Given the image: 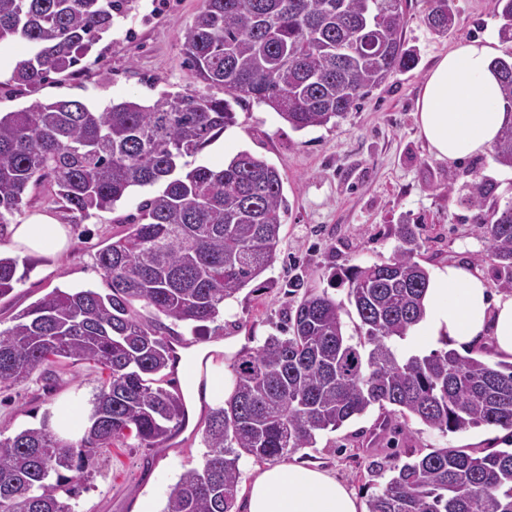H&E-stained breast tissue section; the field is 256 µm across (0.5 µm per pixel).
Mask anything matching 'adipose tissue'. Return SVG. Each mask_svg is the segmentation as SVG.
Returning a JSON list of instances; mask_svg holds the SVG:
<instances>
[{
  "label": "adipose tissue",
  "instance_id": "adipose-tissue-1",
  "mask_svg": "<svg viewBox=\"0 0 512 512\" xmlns=\"http://www.w3.org/2000/svg\"><path fill=\"white\" fill-rule=\"evenodd\" d=\"M491 48L480 40L444 55L428 74L418 100V125L438 158L451 162L490 157L506 120ZM21 256L62 253L67 231L46 214L0 231ZM425 316L427 337L472 347L491 338L496 357L512 359V295L492 297L479 271L451 264L429 279ZM244 512H364L354 492L323 471L282 461L256 470Z\"/></svg>",
  "mask_w": 512,
  "mask_h": 512
}]
</instances>
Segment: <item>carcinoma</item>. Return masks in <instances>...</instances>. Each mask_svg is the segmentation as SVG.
Instances as JSON below:
<instances>
[{
    "label": "carcinoma",
    "instance_id": "carcinoma-1",
    "mask_svg": "<svg viewBox=\"0 0 512 512\" xmlns=\"http://www.w3.org/2000/svg\"><path fill=\"white\" fill-rule=\"evenodd\" d=\"M403 2L202 0L182 52L197 82L224 88V97L165 93L104 112L75 99H35L0 114V228L47 179L49 202L80 218L112 208L132 187L161 186L98 253L109 293L56 288L0 331V384L67 360L108 371L79 440L46 421L0 438V512H75L71 500L90 482L98 452L131 434L140 447H158L183 429L185 398L164 387L171 337L160 317L213 322L270 269L285 197L278 170L249 152L219 170L185 171L181 159L234 122L235 104L264 103L295 130L324 126L395 73L413 70ZM429 2L423 22L444 36L456 21L453 0ZM496 5L500 36L512 42V0ZM135 7L136 0H0V42L34 47L13 82L35 88L74 67ZM495 64L508 121L492 154L512 167V59ZM471 188L467 203L481 212L486 258L511 289L512 203L500 206L478 171ZM395 235L392 258L338 273L359 319L358 341L345 334L343 303L309 288L280 335L232 357L233 388L208 415L203 463L171 487L163 512H232L242 457L286 459L375 405L442 434L512 429V363L400 349L424 318L429 271L416 260L412 225H397ZM16 270V258L0 255V298L13 290ZM371 472L391 476L368 512H512V450L409 451L404 461L373 462Z\"/></svg>",
    "mask_w": 512,
    "mask_h": 512
}]
</instances>
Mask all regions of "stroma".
Returning <instances> with one entry per match:
<instances>
[{
	"instance_id": "1",
	"label": "stroma",
	"mask_w": 512,
	"mask_h": 512,
	"mask_svg": "<svg viewBox=\"0 0 512 512\" xmlns=\"http://www.w3.org/2000/svg\"><path fill=\"white\" fill-rule=\"evenodd\" d=\"M200 6L201 0H138L137 9L115 20L75 70L51 74L33 92L12 80L17 61L27 58L32 46L18 39L0 43V113L19 111L36 97L77 99L101 112L123 100L148 105L161 93L194 87L181 44ZM428 8V0H407L403 39L416 52L417 66L373 89L336 122L297 131L253 100L236 107L233 124L201 153L187 158L188 167L220 169L238 152H250L279 170L288 201L274 266L226 301L223 314L205 331L193 332L180 322L167 324L170 335L197 346L223 348V358L209 361L208 375L222 379L224 389L232 386L231 357L277 334L285 311L299 300V293L287 290L289 280L303 277L308 287L346 301V287L335 285L331 273L391 258L398 245L397 224H413L421 245L418 259L427 269L452 262L477 268L491 292L500 294L497 270L484 258L480 213L465 199L477 170L495 184L500 203L512 202V168L488 164L481 156L460 162L437 159L419 133L417 100L431 68L460 44L487 40L496 57L505 58L512 54V42L499 36L495 0H454L456 24L443 37L425 26ZM150 194L147 188H131L114 209L79 220L48 204L43 188L29 190L10 223H25L37 212L52 214L68 228L69 246L52 258H19L18 282L0 298V331L54 288L107 292L97 253L123 232L125 217ZM105 377L94 364L64 363L52 366L49 376L1 384L0 432L8 436L39 426L44 414L89 405ZM223 401L222 392L188 399L190 426L162 447L140 448L129 438L107 449L95 460L97 472L89 487L75 499L76 512H139L148 499L162 512L171 486L186 470L201 466L206 415ZM381 420L379 407H371L338 430L321 433L314 447L293 459L326 470L364 503L381 484L369 474L374 460L411 449L419 454L445 447L493 450L512 441V429L500 426L446 435L396 415L391 428L382 432Z\"/></svg>"
}]
</instances>
